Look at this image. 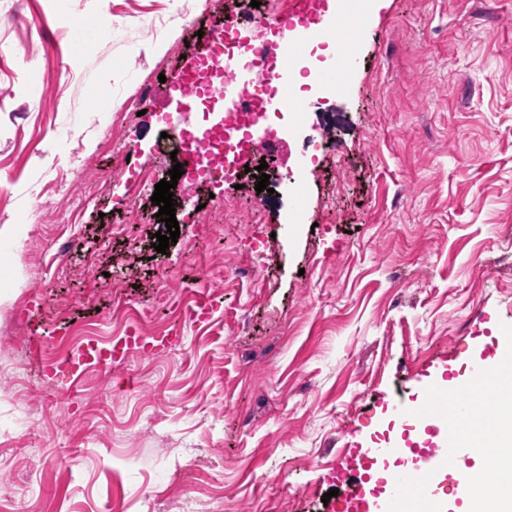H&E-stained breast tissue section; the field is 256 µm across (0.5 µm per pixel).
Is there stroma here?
I'll list each match as a JSON object with an SVG mask.
<instances>
[{
    "label": "stroma",
    "mask_w": 512,
    "mask_h": 512,
    "mask_svg": "<svg viewBox=\"0 0 512 512\" xmlns=\"http://www.w3.org/2000/svg\"><path fill=\"white\" fill-rule=\"evenodd\" d=\"M228 0H0V512H336L323 502L387 403L461 382L512 325V0H369L343 29L349 91L308 99L296 190L205 182L177 214L234 197L223 223L180 227L166 253L143 172L166 84ZM69 81L54 98L42 67ZM147 96H139L141 85ZM137 95L133 108L123 101ZM104 190L75 223L36 215L72 153ZM129 161H122V154ZM270 239L251 262L250 201ZM218 271L208 280L205 269ZM221 299L184 322L196 291ZM246 329H238L239 319ZM131 350L76 383L40 378L28 342L75 352L129 329Z\"/></svg>",
    "instance_id": "35a3bbf8"
}]
</instances>
